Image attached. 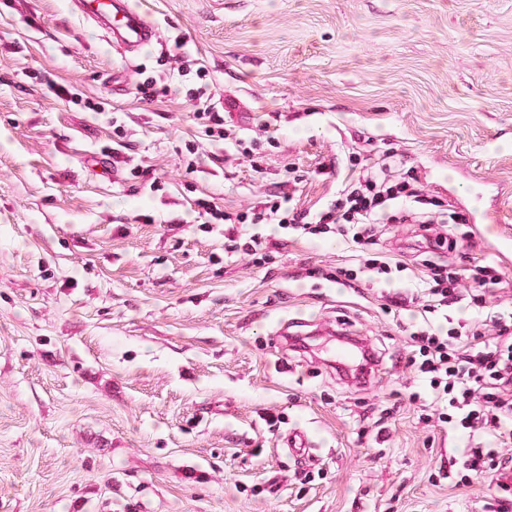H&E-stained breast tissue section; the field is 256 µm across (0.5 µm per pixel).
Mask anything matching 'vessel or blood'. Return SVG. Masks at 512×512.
<instances>
[{
    "label": "vessel or blood",
    "instance_id": "obj_1",
    "mask_svg": "<svg viewBox=\"0 0 512 512\" xmlns=\"http://www.w3.org/2000/svg\"><path fill=\"white\" fill-rule=\"evenodd\" d=\"M74 11L104 26L113 41L128 52H136L157 36V28L130 0H72Z\"/></svg>",
    "mask_w": 512,
    "mask_h": 512
}]
</instances>
